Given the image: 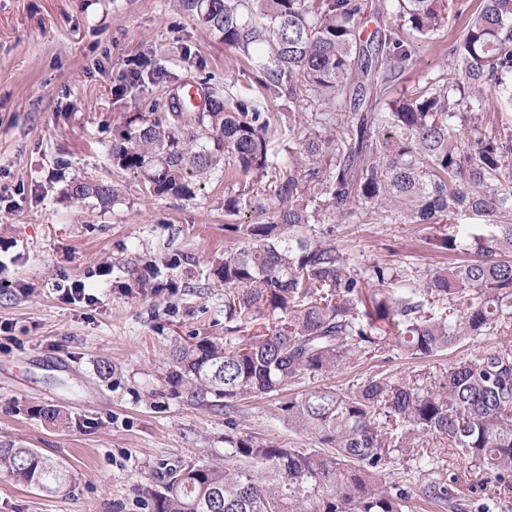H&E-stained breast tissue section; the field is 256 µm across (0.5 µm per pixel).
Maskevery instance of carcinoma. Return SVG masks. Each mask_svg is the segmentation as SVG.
Wrapping results in <instances>:
<instances>
[{
	"label": "carcinoma",
	"instance_id": "obj_1",
	"mask_svg": "<svg viewBox=\"0 0 512 512\" xmlns=\"http://www.w3.org/2000/svg\"><path fill=\"white\" fill-rule=\"evenodd\" d=\"M249 65L257 93L235 95L205 79L204 105L176 91L144 92L163 78L152 63L116 88L136 89L121 116L112 167L153 197L191 199L226 165L260 185L224 199L241 245L213 276L224 285V336L174 341L161 385L190 401L232 408L328 378L352 360L399 350L426 360L454 346L512 333V125L496 124L485 96L512 103V0H380L395 23L359 33L366 0H173ZM467 17L453 68L412 94L391 96L417 63V45L449 17ZM366 105L342 131L321 136L301 115ZM282 99L281 112L268 102ZM288 137L280 157L272 138ZM114 180H76L64 194L110 207ZM488 219L467 230L459 213ZM384 214L405 224L448 218L432 244L464 255L448 267L405 275L367 265L336 246L334 219ZM158 271H131L123 287L161 288ZM36 414L62 429L72 412ZM279 414L313 448H290L237 430L227 418L224 457L173 470L142 491L145 512H415V498L441 512H512V347L479 349L431 381L377 372L347 391L291 396ZM443 440L467 464L445 467L424 447ZM401 471L389 481L387 475ZM0 472L14 483L64 495L74 474L34 448L0 444ZM419 494H413V487Z\"/></svg>",
	"mask_w": 512,
	"mask_h": 512
}]
</instances>
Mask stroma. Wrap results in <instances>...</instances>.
<instances>
[{"label": "stroma", "mask_w": 512, "mask_h": 512, "mask_svg": "<svg viewBox=\"0 0 512 512\" xmlns=\"http://www.w3.org/2000/svg\"><path fill=\"white\" fill-rule=\"evenodd\" d=\"M464 27L449 20L420 45L417 65L401 76L411 92L453 65ZM148 57L166 77L153 95L207 78L242 90L243 62L170 0H0V443L16 441L64 461L75 476L68 493L49 496L0 474V512H141L143 487H159L175 466L224 452L227 420L259 439L308 448L310 435L277 416L278 397L221 406L163 391L174 340L224 333V290L210 271L238 240L225 231L224 199L245 179L232 172L207 180L194 198H155L138 178L114 176L112 129L136 109L116 96L128 64ZM118 178L122 197L110 208L77 206L64 194L77 178ZM442 224L378 219L346 223L336 243L365 263L422 273L457 262L432 249ZM150 260L162 287L122 289L127 267ZM109 275H100L101 267ZM86 285L87 300L69 302L60 289ZM472 346L427 360L361 358L336 376L308 379L296 393L346 391L377 370L431 379ZM113 366L99 379L97 361ZM68 407L67 430L32 410Z\"/></svg>", "instance_id": "35a3bbf8"}]
</instances>
